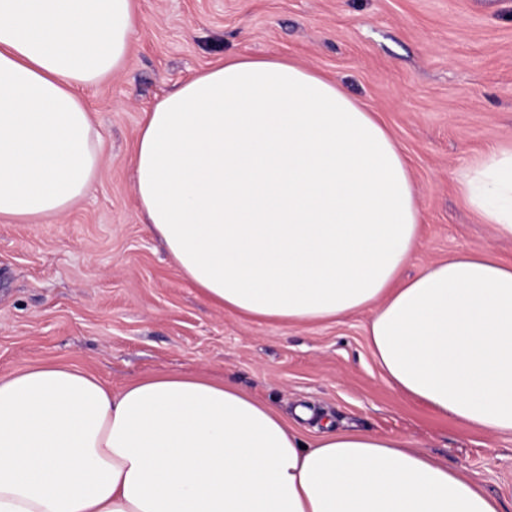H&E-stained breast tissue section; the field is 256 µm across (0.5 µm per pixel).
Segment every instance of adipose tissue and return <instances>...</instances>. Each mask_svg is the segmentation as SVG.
<instances>
[{
    "mask_svg": "<svg viewBox=\"0 0 512 512\" xmlns=\"http://www.w3.org/2000/svg\"><path fill=\"white\" fill-rule=\"evenodd\" d=\"M134 0H0V216L60 214L101 165L81 91L121 70ZM147 224L211 303L288 323L371 311L389 383L441 417L512 434V264L463 250L406 279L418 190L388 128L294 61L232 56L146 114ZM512 238V146L455 174ZM0 512H503L399 437L325 424L314 443L236 387L177 374L112 391L85 371L0 376Z\"/></svg>",
    "mask_w": 512,
    "mask_h": 512,
    "instance_id": "1",
    "label": "adipose tissue"
}]
</instances>
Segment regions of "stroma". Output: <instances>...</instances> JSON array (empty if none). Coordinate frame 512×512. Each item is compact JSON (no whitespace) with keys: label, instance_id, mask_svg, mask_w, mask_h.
I'll return each instance as SVG.
<instances>
[{"label":"stroma","instance_id":"obj_1","mask_svg":"<svg viewBox=\"0 0 512 512\" xmlns=\"http://www.w3.org/2000/svg\"><path fill=\"white\" fill-rule=\"evenodd\" d=\"M124 69L84 93L102 164L86 195L35 221L0 218V375L73 366L120 389L180 373L234 385L306 440L325 422L401 437L512 512V434L436 415L386 379L369 313L341 322L244 318L207 303L145 224L133 148L159 99L224 58L278 56L339 81L407 156L423 214L403 270L466 249L512 261L454 174L512 143V0H136ZM305 404L315 416L302 421Z\"/></svg>","mask_w":512,"mask_h":512}]
</instances>
